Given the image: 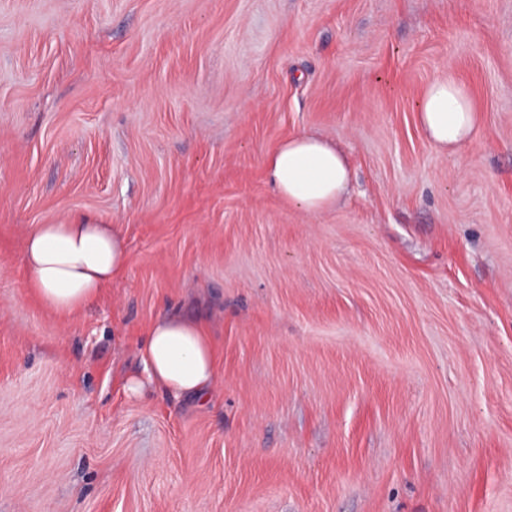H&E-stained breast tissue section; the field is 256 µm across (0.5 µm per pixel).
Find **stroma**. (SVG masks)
Here are the masks:
<instances>
[{"instance_id": "1", "label": "stroma", "mask_w": 512, "mask_h": 512, "mask_svg": "<svg viewBox=\"0 0 512 512\" xmlns=\"http://www.w3.org/2000/svg\"><path fill=\"white\" fill-rule=\"evenodd\" d=\"M300 131L351 167L317 215L264 171ZM68 218L131 262L64 322L22 241ZM164 315L207 402L124 391ZM0 512H512V0H0ZM418 120L438 151L455 153L471 141L479 113L467 88L451 70H447L425 86Z\"/></svg>"}]
</instances>
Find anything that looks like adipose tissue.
<instances>
[{
	"label": "adipose tissue",
	"instance_id": "obj_1",
	"mask_svg": "<svg viewBox=\"0 0 512 512\" xmlns=\"http://www.w3.org/2000/svg\"><path fill=\"white\" fill-rule=\"evenodd\" d=\"M419 124L440 152L454 153L472 139L479 113L467 88L445 71L424 88ZM268 181L289 204L309 214L333 207L346 193L349 162L324 137L303 132L281 141L267 157ZM126 240L114 224L64 221L37 224L23 242L27 285L34 301L61 320H69L95 302L125 271ZM138 378L126 386L129 396L160 387L174 396H206L216 380L218 361L208 327L201 321L163 316L152 322L141 348Z\"/></svg>",
	"mask_w": 512,
	"mask_h": 512
}]
</instances>
